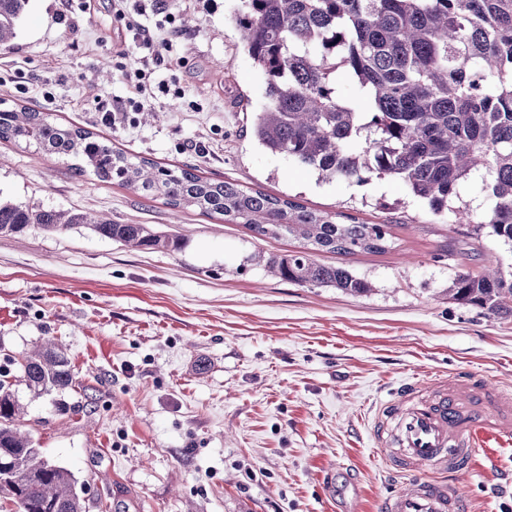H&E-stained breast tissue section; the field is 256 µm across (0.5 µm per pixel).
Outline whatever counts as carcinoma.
I'll use <instances>...</instances> for the list:
<instances>
[{
    "instance_id": "carcinoma-1",
    "label": "carcinoma",
    "mask_w": 512,
    "mask_h": 512,
    "mask_svg": "<svg viewBox=\"0 0 512 512\" xmlns=\"http://www.w3.org/2000/svg\"><path fill=\"white\" fill-rule=\"evenodd\" d=\"M29 0H0V45L15 35ZM243 47L265 77L267 107L251 134L265 149L297 160L322 179L402 181L415 197L459 224L471 213L452 203L471 174L488 182L487 224L512 243V0H242L235 16ZM354 95L343 96L338 71ZM0 140L23 141L43 154L74 159L71 169L116 181L142 197L217 214L258 239L294 237L299 249L273 257L270 272L306 287L364 295L371 285L341 266L314 259L383 253L387 224L343 223L231 180L184 166L163 168L117 151L81 127L28 107L0 110ZM88 225L99 236L141 250L178 248L177 238L145 224H114L79 210L0 201V234L32 228L62 232ZM450 299L482 313L512 315V273L463 267ZM0 367V498L16 512H86L70 469L41 454L20 427L24 407L9 381L35 395L65 393L76 379L62 345L48 339Z\"/></svg>"
}]
</instances>
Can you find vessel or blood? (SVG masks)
Here are the masks:
<instances>
[{
  "instance_id": "obj_1",
  "label": "vessel or blood",
  "mask_w": 512,
  "mask_h": 512,
  "mask_svg": "<svg viewBox=\"0 0 512 512\" xmlns=\"http://www.w3.org/2000/svg\"><path fill=\"white\" fill-rule=\"evenodd\" d=\"M371 438L397 487L382 512H465L450 482L489 442L512 447V390L460 372L405 383L371 407ZM431 469L430 477L412 471Z\"/></svg>"
}]
</instances>
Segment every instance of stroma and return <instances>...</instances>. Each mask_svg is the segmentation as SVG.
I'll return each mask as SVG.
<instances>
[{
	"mask_svg": "<svg viewBox=\"0 0 512 512\" xmlns=\"http://www.w3.org/2000/svg\"><path fill=\"white\" fill-rule=\"evenodd\" d=\"M239 0H160L184 22L175 63L146 81L180 87L110 129L98 118L126 96L136 53L112 0H30L0 45V110L27 106L168 167L391 227L380 254H317L372 285L350 295L273 276L267 260L298 249L259 240L223 216L143 198L23 142L0 141V198L78 209L179 236L174 251L136 250L78 225L0 235V357L60 339L74 390L19 388L23 430L86 489L87 512H343L325 502L332 467L346 503L381 512L392 485L367 423L371 403L403 381L472 372L512 387V316L448 298L460 265L512 272L492 236L481 177L460 189L473 221L434 213L390 178L358 185L261 147L251 119L263 78L239 39ZM203 143L205 153L195 152ZM67 411H60V403ZM472 512H512V448L484 449L460 475Z\"/></svg>",
	"mask_w": 512,
	"mask_h": 512,
	"instance_id": "obj_1",
	"label": "stroma"
}]
</instances>
